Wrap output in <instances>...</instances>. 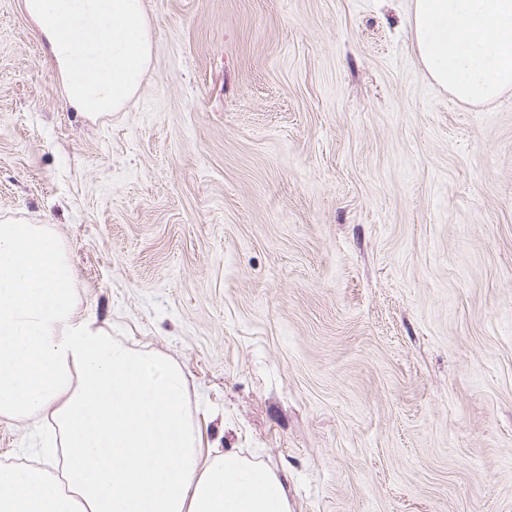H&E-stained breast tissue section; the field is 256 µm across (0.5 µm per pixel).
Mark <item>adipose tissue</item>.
<instances>
[{
	"instance_id": "ef3b65f1",
	"label": "adipose tissue",
	"mask_w": 512,
	"mask_h": 512,
	"mask_svg": "<svg viewBox=\"0 0 512 512\" xmlns=\"http://www.w3.org/2000/svg\"><path fill=\"white\" fill-rule=\"evenodd\" d=\"M66 102L122 110L152 55L145 0H22ZM419 58L458 101L512 90V0H415ZM74 270L45 224H0V416L47 409L59 432L37 467H0V512H289L279 474L203 456L185 374L77 315Z\"/></svg>"
}]
</instances>
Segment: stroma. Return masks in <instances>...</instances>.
<instances>
[{"label": "stroma", "mask_w": 512, "mask_h": 512, "mask_svg": "<svg viewBox=\"0 0 512 512\" xmlns=\"http://www.w3.org/2000/svg\"><path fill=\"white\" fill-rule=\"evenodd\" d=\"M145 3L93 120L0 0V222L50 225L81 318L178 364L291 512H512V91L436 86L413 0ZM52 432L0 418V464Z\"/></svg>", "instance_id": "obj_1"}]
</instances>
